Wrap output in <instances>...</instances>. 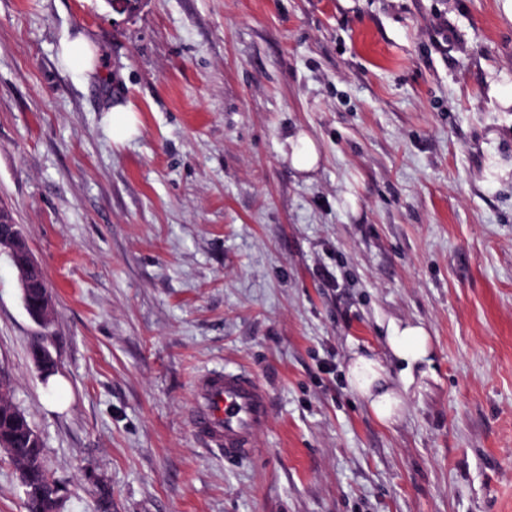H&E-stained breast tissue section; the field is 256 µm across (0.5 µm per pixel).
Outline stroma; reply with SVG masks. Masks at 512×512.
<instances>
[{"mask_svg":"<svg viewBox=\"0 0 512 512\" xmlns=\"http://www.w3.org/2000/svg\"><path fill=\"white\" fill-rule=\"evenodd\" d=\"M84 34L102 70L65 64ZM512 23L498 0H0V206L52 296L66 388L0 252V382L59 512H512ZM137 113L114 143L109 96ZM306 129L321 153L282 158ZM431 349L379 423L353 354ZM253 373L252 457L190 425ZM109 510H102V500ZM289 151L283 153L290 166L301 173H309L319 167L321 155L315 140L299 129L286 139ZM388 338L390 349L400 367L399 380L406 392L414 382L416 368L429 355L430 337L421 324L392 322L388 327Z\"/></svg>","mask_w":512,"mask_h":512,"instance_id":"35a3bbf8","label":"stroma"}]
</instances>
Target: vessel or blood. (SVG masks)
I'll return each instance as SVG.
<instances>
[{
    "label": "vessel or blood",
    "mask_w": 512,
    "mask_h": 512,
    "mask_svg": "<svg viewBox=\"0 0 512 512\" xmlns=\"http://www.w3.org/2000/svg\"><path fill=\"white\" fill-rule=\"evenodd\" d=\"M268 415V394L246 371H215L195 383L190 421L195 434L235 460L254 450L253 434Z\"/></svg>",
    "instance_id": "obj_1"
}]
</instances>
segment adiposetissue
<instances>
[{
    "mask_svg": "<svg viewBox=\"0 0 512 512\" xmlns=\"http://www.w3.org/2000/svg\"><path fill=\"white\" fill-rule=\"evenodd\" d=\"M390 349L399 370V385H392L380 362L372 357L353 354L346 380L351 390L366 400L370 410L381 423L391 422L404 406L402 387L414 381L415 370L430 352L427 330L413 322L391 323L388 327Z\"/></svg>",
    "mask_w": 512,
    "mask_h": 512,
    "instance_id": "adipose-tissue-1",
    "label": "adipose tissue"
}]
</instances>
